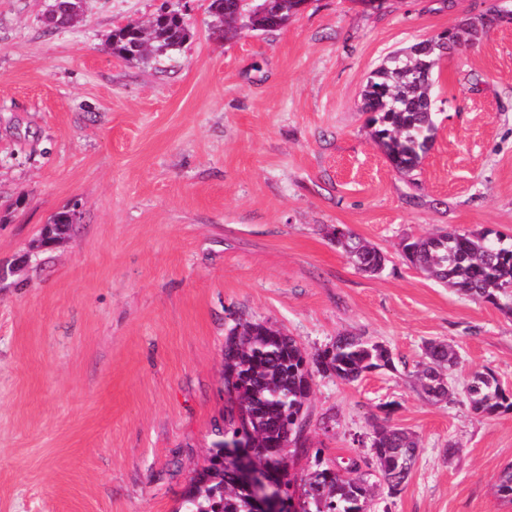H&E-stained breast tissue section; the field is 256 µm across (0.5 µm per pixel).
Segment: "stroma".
Segmentation results:
<instances>
[{
    "label": "stroma",
    "mask_w": 512,
    "mask_h": 512,
    "mask_svg": "<svg viewBox=\"0 0 512 512\" xmlns=\"http://www.w3.org/2000/svg\"><path fill=\"white\" fill-rule=\"evenodd\" d=\"M163 0H0V512H176L222 422L224 342L264 321L309 354L350 333L394 365L315 375L298 468L367 459L373 417L414 432L405 489L369 512H512V411L463 391L492 371L512 392V317L426 278L401 243L441 228L512 236V0H307L270 32L190 39L142 65L113 30ZM503 11L442 57L437 130L420 166L387 163L362 90L391 53ZM67 235L44 244L55 213ZM346 225L388 256L376 276L330 240ZM452 344L456 394L412 373ZM85 0H58V10L55 15L46 18V23L52 28H61L77 21L83 13Z\"/></svg>",
    "instance_id": "stroma-1"
}]
</instances>
